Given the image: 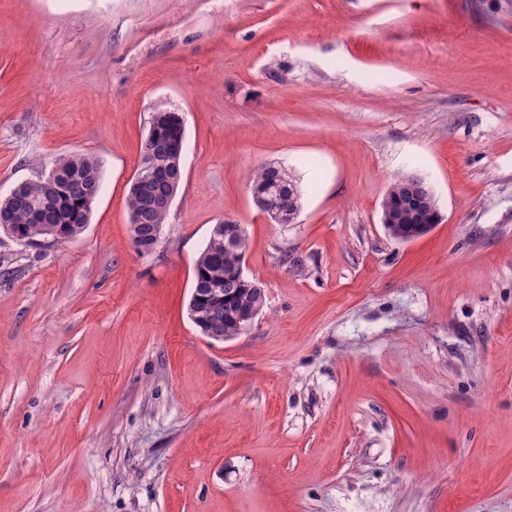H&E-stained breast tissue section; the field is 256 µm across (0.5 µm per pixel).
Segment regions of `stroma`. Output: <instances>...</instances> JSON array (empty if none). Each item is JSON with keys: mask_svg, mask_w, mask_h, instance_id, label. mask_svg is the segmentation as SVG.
Returning <instances> with one entry per match:
<instances>
[{"mask_svg": "<svg viewBox=\"0 0 512 512\" xmlns=\"http://www.w3.org/2000/svg\"><path fill=\"white\" fill-rule=\"evenodd\" d=\"M157 110L183 179L142 254ZM75 153L84 232H0V512H512V0H0V193ZM270 162L295 223L253 201ZM413 175L441 220L399 241ZM223 221L266 302L215 341ZM434 194L423 179L410 176L408 192L404 195L388 194L383 204L382 223L391 229L389 233L402 237L408 224H422V214L434 207Z\"/></svg>", "mask_w": 512, "mask_h": 512, "instance_id": "1", "label": "stroma"}]
</instances>
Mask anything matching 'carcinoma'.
I'll return each mask as SVG.
<instances>
[{
  "label": "carcinoma",
  "mask_w": 512,
  "mask_h": 512,
  "mask_svg": "<svg viewBox=\"0 0 512 512\" xmlns=\"http://www.w3.org/2000/svg\"><path fill=\"white\" fill-rule=\"evenodd\" d=\"M185 133L182 116L177 112L160 113L159 131L154 138V166L141 172L140 179L130 185L128 196L129 224L144 239L151 238L165 223L167 212L152 202H162L177 192L182 179L181 166L172 163L170 153L175 139ZM54 167L60 173L57 190L66 206L45 205L48 193L43 179L21 183L10 197L0 198V229L13 232L21 239H40L48 229L61 231L63 239L79 235L89 223L93 204L100 188L101 164L87 154H70L57 159ZM286 169L272 163L257 169L250 178L253 189L266 198L269 209H293L300 204L287 193L282 173ZM246 248L228 249L224 232L212 233L194 264L193 288L219 285L224 289V302L207 299L194 302L209 323L208 330L222 336L234 329L237 321L250 310L264 306L265 293L259 283L244 276L242 262Z\"/></svg>",
  "instance_id": "cac0c4a2"
}]
</instances>
